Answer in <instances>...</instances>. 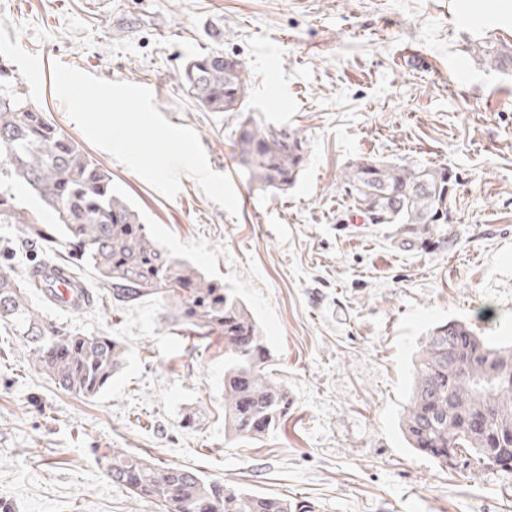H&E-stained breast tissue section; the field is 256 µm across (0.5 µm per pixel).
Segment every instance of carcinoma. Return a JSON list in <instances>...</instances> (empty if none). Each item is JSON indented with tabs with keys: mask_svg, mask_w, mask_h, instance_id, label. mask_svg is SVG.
Masks as SVG:
<instances>
[{
	"mask_svg": "<svg viewBox=\"0 0 512 512\" xmlns=\"http://www.w3.org/2000/svg\"><path fill=\"white\" fill-rule=\"evenodd\" d=\"M472 53L496 70L512 63V49L480 43ZM180 77L196 102L211 112H238L248 94L239 61L219 52L189 59ZM20 79L0 63V177L36 193L53 211L54 223L23 208L11 187L0 189V224H20L30 243L59 233L69 249L60 263L75 277L89 265L119 303L147 296L170 299L173 326L185 336L224 339V431L257 440L288 415V391L266 371V338L251 311L159 245L139 210L112 188V174L60 128L48 121L19 89ZM307 140L298 129L274 135L246 120L237 139L239 163L249 185L286 191L306 162ZM460 185L442 165L394 164L356 158L340 174L339 187L366 224H393L403 243H423L433 225L448 223ZM42 290L35 269L23 280L6 259L0 264V325L26 340L29 359L59 388L76 396H98L120 372L124 345L108 336L60 332L29 300ZM66 336L55 348L56 336ZM460 336L457 358L448 360V337ZM507 361L488 383L485 357ZM402 432L418 453L439 465L448 455L470 457L479 467L512 471V345L476 334L472 325L449 320L435 325L414 361ZM498 458V464L488 454ZM97 461L112 481L137 498L169 503L165 512L203 504L207 512H305L304 506L273 495L211 481L185 466H159L122 448L98 450Z\"/></svg>",
	"mask_w": 512,
	"mask_h": 512,
	"instance_id": "obj_1",
	"label": "carcinoma"
}]
</instances>
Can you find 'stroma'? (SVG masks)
Returning a JSON list of instances; mask_svg holds the SVG:
<instances>
[{"label": "stroma", "mask_w": 512, "mask_h": 512, "mask_svg": "<svg viewBox=\"0 0 512 512\" xmlns=\"http://www.w3.org/2000/svg\"><path fill=\"white\" fill-rule=\"evenodd\" d=\"M480 14L484 26H465ZM478 41L512 45V0L489 14L481 0H0V62L64 134L87 144L54 92L56 61L154 88L159 112L193 129L231 179L235 218L191 175L170 199L87 145L155 240L252 312L268 370L294 402L261 440L225 435L223 341L176 335L163 301L117 303L84 268L91 308L30 298L46 321L117 338L125 366L100 395L79 398L0 328V512H163L113 482L98 448L314 512H512V473L439 466L400 429L434 324L463 320L512 344V72L472 57ZM409 43L419 58H402ZM212 51L242 64L241 111H207L181 84L185 60ZM247 119L306 137L287 192L253 189L234 164ZM361 157L453 167L451 223L406 246L390 225L350 218L339 176ZM3 244L21 277L66 251L60 237L26 243L17 224H0Z\"/></svg>", "instance_id": "stroma-1"}]
</instances>
